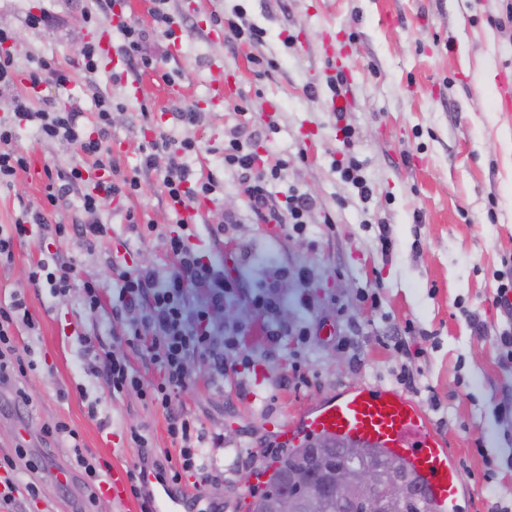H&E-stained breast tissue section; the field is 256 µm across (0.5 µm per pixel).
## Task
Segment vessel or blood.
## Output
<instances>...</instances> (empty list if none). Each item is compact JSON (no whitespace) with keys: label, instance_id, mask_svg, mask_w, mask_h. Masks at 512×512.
<instances>
[{"label":"vessel or blood","instance_id":"obj_1","mask_svg":"<svg viewBox=\"0 0 512 512\" xmlns=\"http://www.w3.org/2000/svg\"><path fill=\"white\" fill-rule=\"evenodd\" d=\"M331 435L384 450L407 463L422 479L435 512H458L468 486L423 410L397 390L361 386L327 398L300 418L282 421V443L300 446L311 436ZM100 493L118 512H132L128 476L121 466L109 469ZM153 512H199L197 503L170 494L152 493Z\"/></svg>","mask_w":512,"mask_h":512}]
</instances>
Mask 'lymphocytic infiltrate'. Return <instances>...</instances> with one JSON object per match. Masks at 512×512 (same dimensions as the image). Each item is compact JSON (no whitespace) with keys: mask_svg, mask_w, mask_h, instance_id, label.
Returning <instances> with one entry per match:
<instances>
[{"mask_svg":"<svg viewBox=\"0 0 512 512\" xmlns=\"http://www.w3.org/2000/svg\"><path fill=\"white\" fill-rule=\"evenodd\" d=\"M97 134L85 133L80 125L79 113L56 109L32 110L28 98L14 100L11 116L0 119V189L12 188L19 172L27 170V156L17 147L19 131L27 125H34L40 136L46 140H58L75 146L84 156L93 160L95 168L104 170L103 178L93 182L91 189L82 197V208L87 214L86 222L80 224H56L50 212L44 210H23L14 223L0 225V264L13 260L17 241L31 235H54L69 238L85 247H93L102 237L107 226L98 214L105 200L138 193L141 184L137 177L120 175L110 156L112 150L107 143L111 125L110 101L98 102ZM259 156L252 141L231 138L224 146L225 166L239 169L243 175L241 191L247 197L251 209L264 220L278 224L292 225L294 230H302L304 216L311 207V201L302 194L289 196L285 207H277L268 194L269 183L284 177L288 168L286 162L274 166L258 167ZM169 199L181 208H189L191 202L212 194L216 188L214 180L196 181L191 170L177 160H169L163 180ZM166 247L179 260V269L167 278H160L153 267L127 269L114 266L113 271L120 283L112 295V303L118 308H130L140 298H147L148 304L138 320L131 323V336H147L151 339L154 360L163 368L161 382L147 386L128 366L124 356L118 354H98L93 343H86V350L92 351L93 359L88 368L100 375L110 396L116 397L128 392H136L149 401L151 406L165 414L168 432L179 442V465L181 470L168 474L159 463L158 454L152 448L143 431L135 430L131 438L140 449L138 471H152L161 481L179 482L182 473L204 471L206 460L200 453L204 436L196 422L176 409L179 391L186 383L189 358L199 352H209L216 373L224 371V352L235 348V339H221L219 331L212 327L210 308L195 310L187 308L189 288L199 286L209 289L212 305H221L224 295L232 286L225 282L224 272L211 261L195 255L187 247L181 236L167 238ZM29 282L33 287H48L52 296L68 293L73 284H80L83 290V303L89 313H96L100 305L102 284L97 280L78 281L75 265H63L48 260H40L29 272ZM35 329L36 322L24 300L11 295L9 301L0 302V384L11 382L15 374L24 369L35 368L36 361L31 347L20 346L18 328ZM47 435L69 442L73 453V464L83 471L90 491H97L100 474L95 457L85 450L79 432L68 422L60 420L46 426Z\"/></svg>","mask_w":512,"mask_h":512,"instance_id":"1","label":"lymphocytic infiltrate"}]
</instances>
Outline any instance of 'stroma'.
I'll use <instances>...</instances> for the list:
<instances>
[{
    "label": "stroma",
    "mask_w": 512,
    "mask_h": 512,
    "mask_svg": "<svg viewBox=\"0 0 512 512\" xmlns=\"http://www.w3.org/2000/svg\"><path fill=\"white\" fill-rule=\"evenodd\" d=\"M155 6L134 0L124 16L146 31L155 69L113 70L103 59L90 73L80 49L105 36L101 25L110 27L111 47L123 42L104 0H0V27L19 34L17 78L0 89V118L25 93L29 70L57 58L69 71V90L42 85L33 109L50 101L80 111L91 131L98 100H110L112 158L141 181L140 195L103 207L108 233L93 248L37 236L15 245L12 263L0 266V300L20 294L39 322L19 332L36 368L0 386V458L23 447L39 462L30 478L41 492L28 512H116L107 498L89 503L70 448L43 426L74 425L99 460L127 470L139 462L132 428H144L153 447L171 448L164 415L137 394L110 397L88 375L83 342L123 355L143 383L161 379L149 341L129 334L139 309L112 306V266L176 272L164 246L174 235L234 283L211 319L238 342L225 353L220 377L207 356L196 355L179 395L205 436L224 437L209 472L183 476L182 490L202 505L240 512L242 499L260 489L240 484V473L284 449L276 419L359 386L396 387L408 351L416 350V386L405 394L450 444L469 487L460 512H485L490 496L512 503V361L497 348L505 323L492 303L512 276V0H161L156 7L184 23L175 55L158 35ZM87 8L98 10V22H83ZM43 11L49 27H28V15ZM219 16L260 29V39L227 41ZM258 58L270 63L261 76ZM339 98L344 110L337 113ZM186 107L195 123L178 117ZM151 130L176 142L194 139L198 148L184 162L218 182L194 223H178L168 205L165 158L142 164ZM235 131L256 142L266 163L288 160L273 197L311 199L303 231L264 223L248 207L239 172L224 164V141ZM19 144L54 170L79 160L72 145L42 139L33 126ZM350 156L363 164L369 196L341 176L338 164ZM47 184L45 173L30 171L0 191V225L26 206L51 208L65 224L83 219L85 185L51 203ZM130 212L136 223L126 221ZM229 213L234 223H225ZM52 256L76 264L82 278L104 280L97 313L85 311L80 288L53 297L31 287L30 267ZM374 288L380 301L372 308L361 293ZM266 296L268 309L257 303ZM471 314L484 335L472 332ZM407 326L402 351L388 338ZM19 389L30 397L22 410L14 406ZM433 396L439 407L431 406Z\"/></svg>",
    "instance_id": "stroma-1"
}]
</instances>
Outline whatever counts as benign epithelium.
<instances>
[{"label": "benign epithelium", "instance_id": "obj_1", "mask_svg": "<svg viewBox=\"0 0 512 512\" xmlns=\"http://www.w3.org/2000/svg\"><path fill=\"white\" fill-rule=\"evenodd\" d=\"M293 482L305 488V495L277 496L269 502V512H311L318 487L310 483L305 471L294 474ZM336 494L357 502L362 512H394V507L405 499L407 487L400 477L387 478L378 464L367 463L337 480Z\"/></svg>", "mask_w": 512, "mask_h": 512}]
</instances>
